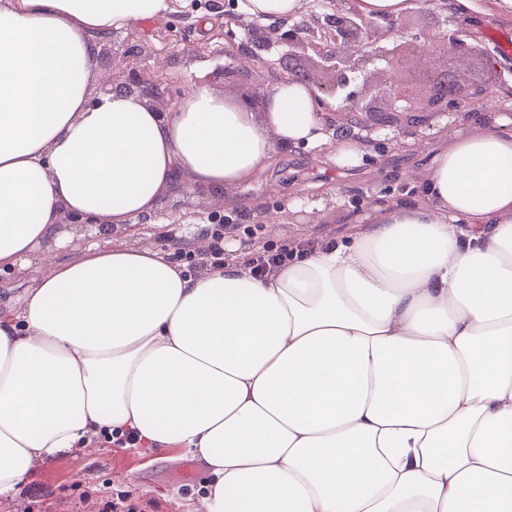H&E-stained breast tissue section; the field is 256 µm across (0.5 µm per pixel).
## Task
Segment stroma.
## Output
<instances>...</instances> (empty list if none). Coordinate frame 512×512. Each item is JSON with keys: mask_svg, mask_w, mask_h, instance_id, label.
<instances>
[{"mask_svg": "<svg viewBox=\"0 0 512 512\" xmlns=\"http://www.w3.org/2000/svg\"><path fill=\"white\" fill-rule=\"evenodd\" d=\"M247 17L232 0H182L177 11L130 23L99 40L94 69L112 84L132 88L146 83L157 89L162 103L176 101L198 81L215 93L259 106L266 84L286 78L289 70L308 74L314 84L330 82L328 73L305 55L270 52L254 59L255 46L246 32ZM464 27L480 46L493 49L490 61L478 64L460 54L458 65L473 87H491L498 114L512 113V53L493 48L495 37L512 39V26L480 17ZM433 158L431 143L413 150L388 145L365 164L336 168L314 165L307 152L273 155L264 175L233 189L234 204L205 189L181 185L158 208L152 223L134 235L104 226H83L70 232L66 246L49 244L59 259L81 255L91 243L107 245L132 238L136 243L165 245L169 237L183 244L180 259L196 263L213 228L209 214L235 217L245 247L266 242L264 217L281 220L280 246L303 249L323 238L345 239L351 231L344 215L352 196L368 189L414 191ZM210 476L196 458L181 448H116L104 438L93 449L47 458L29 482L13 496H0V512H100L112 494L129 492L141 512H200Z\"/></svg>", "mask_w": 512, "mask_h": 512, "instance_id": "35a3bbf8", "label": "stroma"}]
</instances>
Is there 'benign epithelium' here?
<instances>
[{"label":"benign epithelium","mask_w":512,"mask_h":512,"mask_svg":"<svg viewBox=\"0 0 512 512\" xmlns=\"http://www.w3.org/2000/svg\"><path fill=\"white\" fill-rule=\"evenodd\" d=\"M448 47L487 58L482 48L469 46L459 38L455 17L444 9L437 14L434 26L423 29L407 25L403 17L373 19L359 10L358 0H338L333 12L313 14L307 21L278 30L277 36L263 42L260 50L305 52L332 74V82L318 91L336 100L337 111L369 117L360 126L365 135L358 140L377 146L390 141L399 146L407 138H428L429 119L457 120L467 114L465 103L486 101L490 96L489 88L463 95L461 89H469L467 80L449 61L448 86L442 89L433 84L428 63ZM372 70L379 77L370 86L368 98L348 90L352 82L367 77Z\"/></svg>","instance_id":"1"}]
</instances>
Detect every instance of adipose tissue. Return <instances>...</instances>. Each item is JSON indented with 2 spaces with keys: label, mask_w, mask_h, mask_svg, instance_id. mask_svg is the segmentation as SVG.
<instances>
[{
  "label": "adipose tissue",
  "mask_w": 512,
  "mask_h": 512,
  "mask_svg": "<svg viewBox=\"0 0 512 512\" xmlns=\"http://www.w3.org/2000/svg\"><path fill=\"white\" fill-rule=\"evenodd\" d=\"M173 3L0 0V269L64 214L130 228L177 181L221 193L280 149L368 156L298 81L257 110L204 81L164 113L118 86L92 101L99 38ZM432 132L414 195L270 274L232 230L199 274L147 243L47 257L0 311V496L108 429L198 458L202 512H512V120Z\"/></svg>",
  "instance_id": "ef3b65f1"
}]
</instances>
